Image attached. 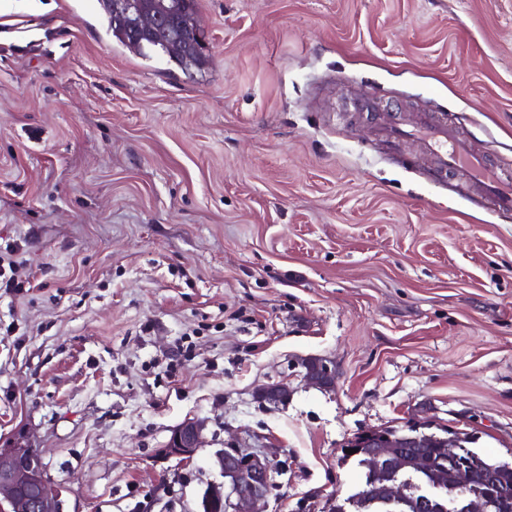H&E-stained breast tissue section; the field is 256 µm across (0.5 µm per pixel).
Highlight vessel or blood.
Listing matches in <instances>:
<instances>
[{
  "label": "vessel or blood",
  "instance_id": "obj_1",
  "mask_svg": "<svg viewBox=\"0 0 512 512\" xmlns=\"http://www.w3.org/2000/svg\"><path fill=\"white\" fill-rule=\"evenodd\" d=\"M381 132L396 141H419L438 169L462 173L467 181L479 187L491 209L512 211V175L504 174L477 154L464 135L449 130L447 121L429 118L404 125L388 120L383 123Z\"/></svg>",
  "mask_w": 512,
  "mask_h": 512
}]
</instances>
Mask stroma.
Instances as JSON below:
<instances>
[{
    "mask_svg": "<svg viewBox=\"0 0 512 512\" xmlns=\"http://www.w3.org/2000/svg\"><path fill=\"white\" fill-rule=\"evenodd\" d=\"M54 3L0 14V444L67 512H202L236 438L282 466L266 512H328L346 442L414 419L512 462V213L380 131L441 117L512 170V0H197L194 76ZM303 379L319 388H332L336 382V370L323 358L311 357L299 363ZM203 430L201 421L194 418L184 420L172 429L164 455L182 462L193 460L198 449L204 446Z\"/></svg>",
    "mask_w": 512,
    "mask_h": 512,
    "instance_id": "35a3bbf8",
    "label": "stroma"
}]
</instances>
